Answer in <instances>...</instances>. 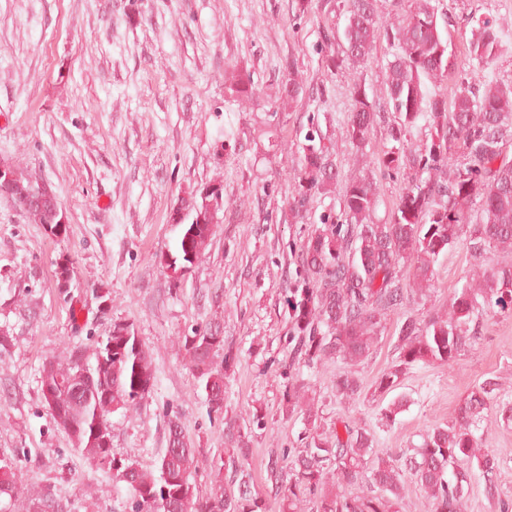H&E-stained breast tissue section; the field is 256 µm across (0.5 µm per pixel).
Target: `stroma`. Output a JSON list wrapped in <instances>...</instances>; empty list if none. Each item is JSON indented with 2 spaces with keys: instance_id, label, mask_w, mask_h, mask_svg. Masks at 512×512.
Segmentation results:
<instances>
[{
  "instance_id": "obj_1",
  "label": "stroma",
  "mask_w": 512,
  "mask_h": 512,
  "mask_svg": "<svg viewBox=\"0 0 512 512\" xmlns=\"http://www.w3.org/2000/svg\"><path fill=\"white\" fill-rule=\"evenodd\" d=\"M448 29L456 76L475 66L468 51L478 19L512 35V0H434ZM339 0H0V165L48 185L67 217L55 238L12 199L0 196V458L11 461L15 499L0 512H38L53 498L62 512H129L128 491L74 450L41 394L47 358L94 347L115 323L134 327L153 361L156 383L132 411L111 414L115 456L151 467L167 446V420L180 414L186 440L199 451L193 476L206 497L231 481V448L245 437L253 492L269 512L281 497L267 470L270 456L302 449L308 422L286 414L289 378H302L318 407L317 425L352 418L371 429L374 450L397 458L427 430L451 423L460 401L484 378L512 403V317L487 316L479 339L450 368L418 366L399 388L408 404L394 424L380 402L337 401L330 362L291 369L288 291L298 276L302 243L325 214L340 211L341 186L364 178L379 188L374 223L389 222L407 170L377 163L389 147L395 114L387 103L385 66L395 49L378 38L368 62L325 72L327 30H343ZM303 92L281 97L286 59ZM251 78L257 95L237 101L224 90L229 68ZM360 84L379 118L364 148L341 136ZM318 122L333 150L340 187L314 194L303 217H289L292 175L303 129ZM218 189L219 211L201 256L179 277L165 263L183 230L173 212ZM71 262L62 294L56 263ZM476 265L457 247L439 257L427 296L388 316L372 354L356 365L364 385L390 367L396 328L407 315L447 310ZM109 294L100 308L98 292ZM219 324L235 356L225 361L224 410L210 412L190 371L180 337ZM263 416L249 424V413ZM484 447L500 467L497 492L469 488L463 512H512V421L491 409Z\"/></svg>"
}]
</instances>
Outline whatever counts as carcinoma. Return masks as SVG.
I'll use <instances>...</instances> for the list:
<instances>
[{"label": "carcinoma", "instance_id": "1", "mask_svg": "<svg viewBox=\"0 0 512 512\" xmlns=\"http://www.w3.org/2000/svg\"><path fill=\"white\" fill-rule=\"evenodd\" d=\"M340 3L347 23L338 36L324 34L326 70L339 72L366 63L380 31L392 41L396 52L387 63L385 85L388 104L397 114L388 128L396 145L383 151L378 161L387 171L408 165L430 178L408 181L386 224L370 221L378 202L374 181L343 186L340 213L321 218L322 227L300 249L301 267L315 287L289 289L291 365L312 369L330 361L342 363L348 369L336 375V397L359 399L364 387L350 367L371 355L388 313L430 290L436 262L455 246L462 244L481 259L470 279L454 291L446 316H409L399 326L396 364L374 383L373 393L383 399L415 366H453L478 339L487 312L512 315V261L496 259L512 251V157L507 153L512 142V86L486 80L475 84L461 77L447 94L431 96L425 81L442 79L454 67L433 0H394L396 23L383 29L377 0ZM507 41L493 18L480 19L470 56L484 70ZM292 68L290 62L285 65L288 74L282 83V97L290 102L302 91ZM224 87L237 99L256 95L250 78L241 75L224 80ZM352 97L342 137L360 148L378 113L360 85H353ZM421 119L429 138L416 147L405 144L407 133ZM303 139V155L293 176L291 211L296 213L311 194L326 193L339 182L319 127H307ZM39 190L40 185L19 173L14 185L0 183V196L13 199L49 231L58 223L60 206L53 193L31 201ZM189 234L198 256L211 225H185L167 267L178 270L193 263L185 246ZM405 267L412 269L408 278L402 273ZM180 342L210 410L222 412L224 372L213 366L215 353L224 347L220 325L198 327ZM154 385L150 354L132 327L122 323L112 324L91 353L76 350L64 362L51 358L41 372V387L51 389L50 399L65 413L57 426L68 434L74 450L108 466L113 479L125 485L130 512H265L262 498L251 490V473L241 465L234 467L232 478L238 493L220 485L210 497L197 496L191 481L199 467L197 451L185 440L177 414L168 419L167 447L151 468L113 455L112 443L103 441L112 437L107 414L139 406ZM302 388L288 384L286 413H300L314 422L317 414L304 402ZM496 401L494 379L475 384L459 404L454 423L433 427L401 462L374 455V435L341 419L344 432L310 431L309 448L288 454L286 466L277 458L270 460L268 470L275 482L288 485L290 512L300 493L318 502V512H400L410 482L425 494L432 512H462L464 493L475 477L484 479L487 495H495L498 460L481 448L477 431ZM406 404L403 395L393 398L381 409L383 423H394ZM331 480L338 488L358 486L362 491L334 494L326 488ZM16 490L12 466L5 461L0 464V497L11 498Z\"/></svg>", "mask_w": 512, "mask_h": 512}]
</instances>
